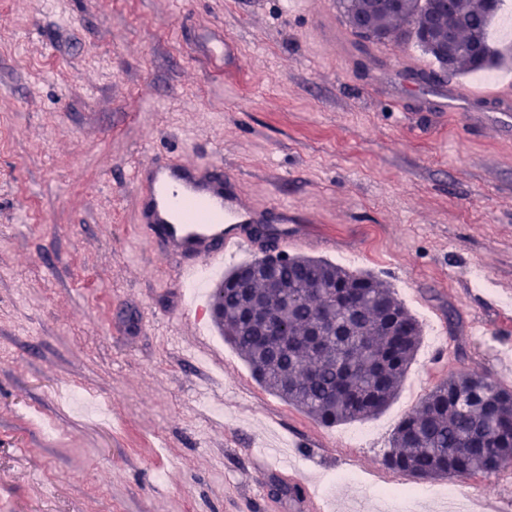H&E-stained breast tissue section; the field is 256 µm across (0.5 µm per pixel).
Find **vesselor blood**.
<instances>
[{"label": "vessel or blood", "mask_w": 512, "mask_h": 512, "mask_svg": "<svg viewBox=\"0 0 512 512\" xmlns=\"http://www.w3.org/2000/svg\"><path fill=\"white\" fill-rule=\"evenodd\" d=\"M476 101L493 108L502 131H512L511 85L479 94L451 84L442 88L437 106L467 122ZM132 183L138 230L174 259L173 279L180 287L199 286L228 256L255 250L262 224H276L280 251L319 246L307 226L295 223L293 209L254 205L219 161L187 163L157 154L134 170Z\"/></svg>", "instance_id": "obj_1"}]
</instances>
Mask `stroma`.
<instances>
[{
  "mask_svg": "<svg viewBox=\"0 0 512 512\" xmlns=\"http://www.w3.org/2000/svg\"><path fill=\"white\" fill-rule=\"evenodd\" d=\"M319 0H0V512H289L262 496L293 470L327 512H446L507 493L499 475L383 480L399 420L449 372L512 387V137L393 108L374 59L464 88L512 66L442 73L414 42L317 34ZM239 54L212 58L211 38ZM218 159L259 204L285 203L312 251L384 280L422 327L378 416L326 427L253 378L207 305L224 271L179 289L135 230L131 175L154 152ZM492 328L480 337L476 323ZM203 355L174 346L169 330ZM221 387L223 398L206 394ZM323 447H313V440Z\"/></svg>",
  "mask_w": 512,
  "mask_h": 512,
  "instance_id": "35a3bbf8",
  "label": "stroma"
}]
</instances>
